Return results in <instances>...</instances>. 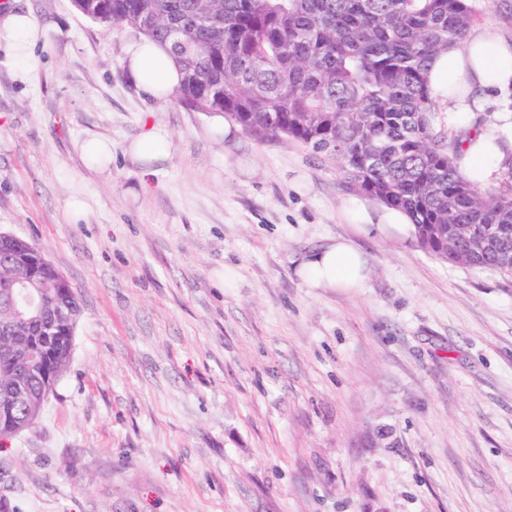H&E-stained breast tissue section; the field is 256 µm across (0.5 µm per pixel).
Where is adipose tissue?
Segmentation results:
<instances>
[{
	"label": "adipose tissue",
	"instance_id": "1",
	"mask_svg": "<svg viewBox=\"0 0 512 512\" xmlns=\"http://www.w3.org/2000/svg\"><path fill=\"white\" fill-rule=\"evenodd\" d=\"M45 31L31 15L10 8L0 11V45L10 47L20 63H27ZM123 65L129 81L143 94L166 99L181 81L169 46L145 39L129 42ZM434 95L445 97L452 122L467 126L479 111V93L512 94V43L487 30L471 32L461 48L449 49L434 62ZM505 154L489 134L465 145L458 159L461 173L485 185ZM301 272L313 288H359L366 277L365 261L349 242L339 241L305 258Z\"/></svg>",
	"mask_w": 512,
	"mask_h": 512
}]
</instances>
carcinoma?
Segmentation results:
<instances>
[{
    "mask_svg": "<svg viewBox=\"0 0 512 512\" xmlns=\"http://www.w3.org/2000/svg\"><path fill=\"white\" fill-rule=\"evenodd\" d=\"M112 23L171 43L182 71L176 95L222 113L260 138L301 142L336 166L357 192L403 211L417 246L452 265L512 276V161L493 194L457 167L461 141L434 125L432 65L467 41L471 0H95ZM512 29V0H491ZM148 10L154 25L140 26ZM210 17L206 25L196 16ZM24 268L0 257L1 284ZM71 336H59L40 369L3 354L0 395L27 402L0 410V433L32 424L66 371Z\"/></svg>",
    "mask_w": 512,
    "mask_h": 512,
    "instance_id": "carcinoma-1",
    "label": "carcinoma"
}]
</instances>
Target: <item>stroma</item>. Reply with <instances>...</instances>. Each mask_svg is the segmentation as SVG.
Instances as JSON below:
<instances>
[{
  "label": "stroma",
  "mask_w": 512,
  "mask_h": 512,
  "mask_svg": "<svg viewBox=\"0 0 512 512\" xmlns=\"http://www.w3.org/2000/svg\"><path fill=\"white\" fill-rule=\"evenodd\" d=\"M6 4L53 27L28 64L0 46V232L82 312L43 410L0 438V512H512V277L362 225L376 200L301 143L145 96L130 28ZM148 123L171 159L146 176ZM339 239L365 287H308L302 256ZM83 149L93 161L100 163L98 167L106 169L112 164V142L94 138L88 140Z\"/></svg>",
  "instance_id": "stroma-1"
}]
</instances>
